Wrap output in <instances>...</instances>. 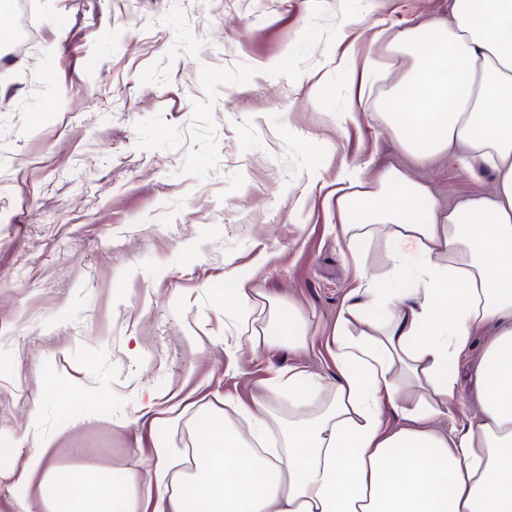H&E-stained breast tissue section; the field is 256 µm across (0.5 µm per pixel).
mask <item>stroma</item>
Listing matches in <instances>:
<instances>
[{
    "mask_svg": "<svg viewBox=\"0 0 512 512\" xmlns=\"http://www.w3.org/2000/svg\"><path fill=\"white\" fill-rule=\"evenodd\" d=\"M454 0H36L38 42L0 44V512L32 439L67 471L139 470L189 447L225 401L274 370L332 382L326 342L355 284L330 196L346 169L389 167L441 205L491 170L448 152L420 164L374 112L344 123L336 58L383 54L384 26L445 23ZM319 94H312L313 84ZM295 306L304 348L248 351L229 370L226 263ZM493 328L455 362L458 405ZM185 402L178 427L159 410Z\"/></svg>",
    "mask_w": 512,
    "mask_h": 512,
    "instance_id": "stroma-1",
    "label": "stroma"
}]
</instances>
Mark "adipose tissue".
Instances as JSON below:
<instances>
[{
  "label": "adipose tissue",
  "instance_id": "adipose-tissue-1",
  "mask_svg": "<svg viewBox=\"0 0 512 512\" xmlns=\"http://www.w3.org/2000/svg\"><path fill=\"white\" fill-rule=\"evenodd\" d=\"M374 38L405 68L377 97L385 63L341 58L350 111L375 107L406 152L460 151L494 172L490 188L445 208L404 169L348 172L336 188L342 237L356 259L383 244L389 263L377 277L360 271L332 330L333 385L274 372L235 407L247 429L207 424L188 456L160 443L121 478L60 472L34 442L13 482L21 512H512V0H456L451 23ZM225 277L230 366L248 349L306 346L299 312L237 268ZM488 325L481 415L442 431L457 403L452 364Z\"/></svg>",
  "mask_w": 512,
  "mask_h": 512
}]
</instances>
